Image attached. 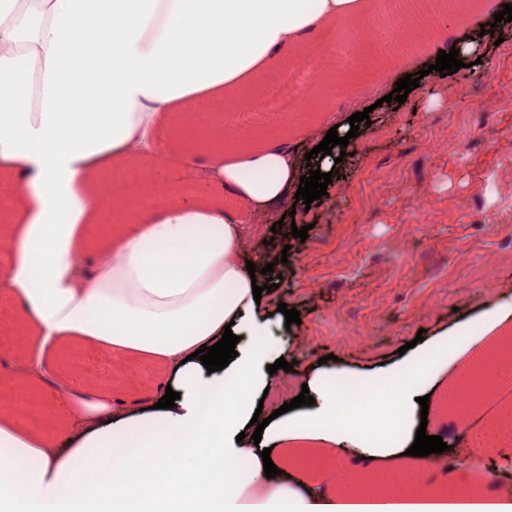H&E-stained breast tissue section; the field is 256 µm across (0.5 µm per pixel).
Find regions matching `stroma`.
Masks as SVG:
<instances>
[{
    "label": "stroma",
    "instance_id": "35a3bbf8",
    "mask_svg": "<svg viewBox=\"0 0 512 512\" xmlns=\"http://www.w3.org/2000/svg\"><path fill=\"white\" fill-rule=\"evenodd\" d=\"M366 35L356 47L355 63L337 54L326 78L337 85L327 105L351 113L354 100H367L377 84L392 85L405 75H420L417 88L399 105L382 103L370 122L360 125L339 177L326 195L311 204L296 201L260 215L264 233L244 240L242 255L272 265L280 279L276 301L300 313L291 326L272 324L274 349L288 348L300 366L325 360L327 369L347 370L349 378L371 387L387 386L382 368L400 361L399 349L416 335L431 340L454 325L471 324L468 336H449L443 351L427 356L419 368L401 374L405 384L427 388V435L447 442V465L477 480L482 488L512 487V472L483 478L471 466L466 449L473 433H482L512 412V395L479 401L470 415L472 432L450 424L442 407L448 378L479 349L512 337V319L497 322L491 310L512 302V102L499 101V85H512V22L509 37L494 53L483 55L481 82L464 81L461 73L443 77L433 71L439 51L464 30L482 34L486 16L501 12L502 0H470L468 12L452 23L407 13V0H365ZM429 75H422L423 66ZM319 115L302 106L263 118L253 126L250 146H258L272 127L295 143L298 155L312 150L307 134ZM442 147L430 149L431 140ZM427 200L429 216H420L418 200ZM282 232L272 235L273 224ZM308 227L307 239L291 237L292 226ZM496 254L488 264L487 254ZM470 288L455 292V284ZM7 294L0 308V354L13 362L32 357L31 336ZM59 370L82 380L84 387L119 388L122 397L150 405L166 374L132 359L118 365L110 353L91 342L71 345L59 354ZM9 391L18 419L36 433H46L60 454L78 440L58 419L50 403L37 416L25 413L34 400L14 376L0 366V392ZM285 458L304 459L310 478H318L336 462L354 479L368 476L352 455L332 446L288 442Z\"/></svg>",
    "mask_w": 512,
    "mask_h": 512
}]
</instances>
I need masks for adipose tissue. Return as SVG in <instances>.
Instances as JSON below:
<instances>
[{
  "label": "adipose tissue",
  "instance_id": "ef3b65f1",
  "mask_svg": "<svg viewBox=\"0 0 512 512\" xmlns=\"http://www.w3.org/2000/svg\"><path fill=\"white\" fill-rule=\"evenodd\" d=\"M363 12L362 0H0V173L20 193L12 212L14 262L6 275L15 307L39 344L91 341L115 361L142 358L182 384L161 420L118 407L108 388L68 403L83 445L67 463L43 453L8 408L0 446L9 467L27 455L43 466L23 484L0 471V512H512V494L475 502L359 499L358 485L289 483L266 477L260 456L278 441L305 438L357 448L367 462L402 457L416 432L407 423L420 391L394 386L368 399L373 426L337 421L340 402L325 368L268 373L269 293L254 297L242 258L246 216L224 208L231 193L249 207L281 202L302 172L279 133L259 149L225 138L215 124L229 93L245 92L287 53L335 21ZM177 120V142L149 140L161 119ZM180 150L202 175L203 194L174 196L146 216L130 203L100 207L111 166ZM120 219L94 263H78L86 227ZM249 337L225 367L232 390L214 386L194 356L224 330ZM314 405L271 421L261 441L244 432L263 393ZM154 432L127 452L131 424ZM402 428L399 440L385 427ZM122 449L112 485L78 483L112 449Z\"/></svg>",
  "mask_w": 512,
  "mask_h": 512
}]
</instances>
